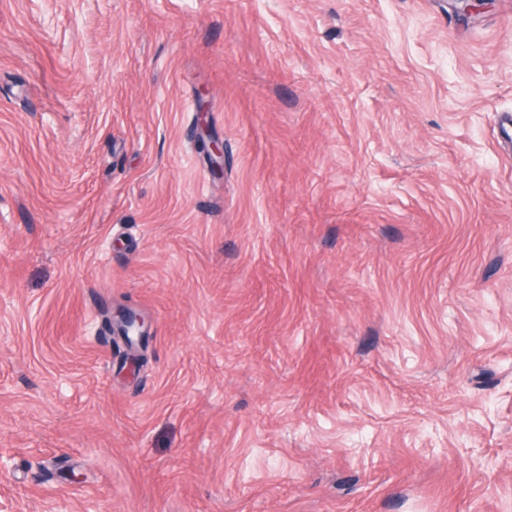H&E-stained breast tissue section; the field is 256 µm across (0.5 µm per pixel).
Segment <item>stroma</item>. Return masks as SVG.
I'll use <instances>...</instances> for the list:
<instances>
[{
  "instance_id": "35a3bbf8",
  "label": "stroma",
  "mask_w": 512,
  "mask_h": 512,
  "mask_svg": "<svg viewBox=\"0 0 512 512\" xmlns=\"http://www.w3.org/2000/svg\"><path fill=\"white\" fill-rule=\"evenodd\" d=\"M505 114L512 0H0V512H512ZM116 323L127 343L132 344L136 336L141 340L145 336L144 319L130 310H119L116 315Z\"/></svg>"
}]
</instances>
